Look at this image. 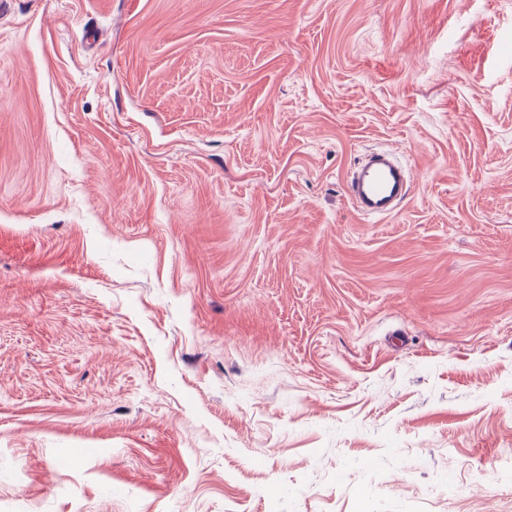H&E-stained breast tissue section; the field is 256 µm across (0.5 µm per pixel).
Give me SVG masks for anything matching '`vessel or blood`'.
I'll return each instance as SVG.
<instances>
[{"instance_id": "vessel-or-blood-1", "label": "vessel or blood", "mask_w": 512, "mask_h": 512, "mask_svg": "<svg viewBox=\"0 0 512 512\" xmlns=\"http://www.w3.org/2000/svg\"><path fill=\"white\" fill-rule=\"evenodd\" d=\"M412 183L409 167L391 153H371L353 172L346 195L364 217L377 219L392 215L407 198Z\"/></svg>"}]
</instances>
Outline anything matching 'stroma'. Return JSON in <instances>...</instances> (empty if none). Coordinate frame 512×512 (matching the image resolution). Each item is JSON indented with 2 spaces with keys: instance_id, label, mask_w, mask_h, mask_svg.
<instances>
[{
  "instance_id": "obj_1",
  "label": "stroma",
  "mask_w": 512,
  "mask_h": 512,
  "mask_svg": "<svg viewBox=\"0 0 512 512\" xmlns=\"http://www.w3.org/2000/svg\"><path fill=\"white\" fill-rule=\"evenodd\" d=\"M368 148L413 172L384 219ZM512 0H8L0 512H512ZM412 183L409 167L391 153H371L353 172L346 184V195L355 210L365 218L392 215L407 198Z\"/></svg>"
}]
</instances>
